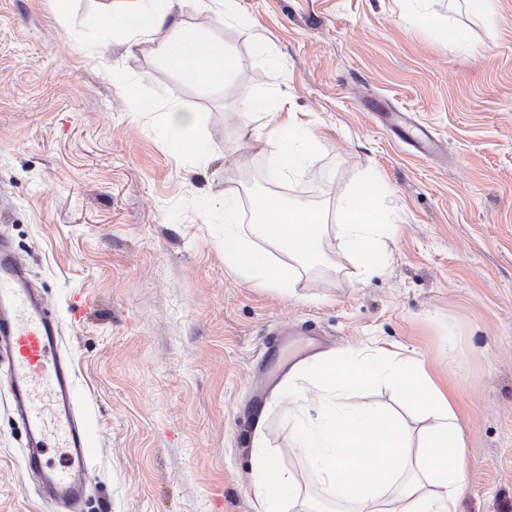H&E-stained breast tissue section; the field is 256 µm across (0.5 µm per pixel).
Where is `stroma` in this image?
Returning <instances> with one entry per match:
<instances>
[{
  "label": "stroma",
  "mask_w": 512,
  "mask_h": 512,
  "mask_svg": "<svg viewBox=\"0 0 512 512\" xmlns=\"http://www.w3.org/2000/svg\"><path fill=\"white\" fill-rule=\"evenodd\" d=\"M99 0L69 22L50 0H0V237L41 283L61 324L77 411L92 435L91 480L78 512H254V415L265 452L304 486L290 450L298 398L281 387L289 327L317 351L366 347L424 360L463 427L468 491L459 512H512V0L471 25L461 0H426L441 24L406 23L403 0H239L251 18L226 26L187 8L239 59L219 91L184 83L149 43L98 50ZM468 30L465 43L452 35ZM139 98L196 112L208 160L174 147ZM277 89L320 136L314 163L281 181L267 120L251 99ZM400 112L440 143L422 156ZM388 188L394 235L382 272L365 280L320 265L291 295L258 288L224 264L197 211L173 204L261 186L335 212L353 180ZM0 387V512H53L26 471L25 431ZM353 406L417 410L390 386Z\"/></svg>",
  "instance_id": "stroma-1"
}]
</instances>
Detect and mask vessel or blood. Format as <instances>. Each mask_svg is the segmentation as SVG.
<instances>
[{
	"mask_svg": "<svg viewBox=\"0 0 512 512\" xmlns=\"http://www.w3.org/2000/svg\"><path fill=\"white\" fill-rule=\"evenodd\" d=\"M0 359L14 414L27 432L22 454L40 476V496L54 506L81 502L90 481L92 454L88 426L76 417L77 399L70 361L60 350V328L22 258L0 241ZM63 454L60 465L46 457Z\"/></svg>",
	"mask_w": 512,
	"mask_h": 512,
	"instance_id": "obj_1",
	"label": "vessel or blood"
}]
</instances>
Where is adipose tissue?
I'll return each mask as SVG.
<instances>
[{
    "mask_svg": "<svg viewBox=\"0 0 512 512\" xmlns=\"http://www.w3.org/2000/svg\"><path fill=\"white\" fill-rule=\"evenodd\" d=\"M207 2L216 22H242L238 0H102L99 26L108 44L134 48L160 41L168 65L182 81L220 89L237 73L236 55L224 47H209L199 29L183 20L189 4ZM285 105L276 91L260 93L251 102L257 115L271 121L264 142L274 148L273 168L287 180L312 164L320 141L311 124L286 111ZM163 118L177 134V148L195 162H206L196 139L197 113L172 104ZM384 381L403 397L419 401L427 425L417 448H410L401 424L390 415L372 406L353 409L342 401L344 392ZM311 387L319 398L313 412L304 413L293 426L296 449L333 503L345 512H458L468 490L464 434L450 399L421 361L387 358L372 348L340 359L321 353L288 372L292 393L301 396ZM254 448L256 512H326L265 459L262 442Z\"/></svg>",
    "mask_w": 512,
    "mask_h": 512,
    "instance_id": "1",
    "label": "adipose tissue"
}]
</instances>
